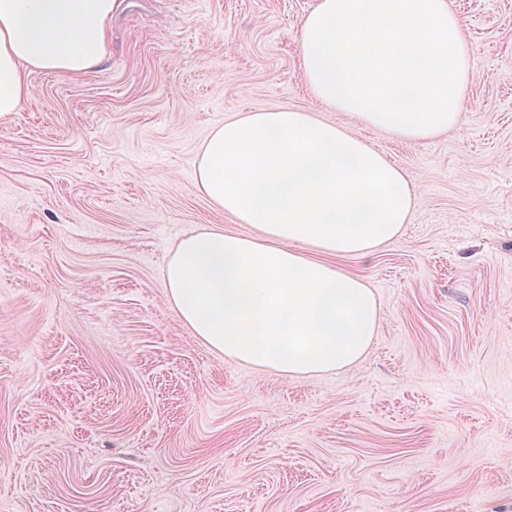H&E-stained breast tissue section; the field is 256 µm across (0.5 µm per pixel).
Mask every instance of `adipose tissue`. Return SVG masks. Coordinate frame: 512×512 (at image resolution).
Listing matches in <instances>:
<instances>
[{
  "mask_svg": "<svg viewBox=\"0 0 512 512\" xmlns=\"http://www.w3.org/2000/svg\"><path fill=\"white\" fill-rule=\"evenodd\" d=\"M119 7L0 0V118L28 96L31 72H94ZM298 50L312 99L362 127L414 142L461 123L475 50L449 0H318ZM195 183L253 231L204 228L173 251L163 287L191 336L285 377L357 364L379 307L332 260H365L399 239L413 209L410 173L338 124L283 107L215 126Z\"/></svg>",
  "mask_w": 512,
  "mask_h": 512,
  "instance_id": "obj_1",
  "label": "adipose tissue"
}]
</instances>
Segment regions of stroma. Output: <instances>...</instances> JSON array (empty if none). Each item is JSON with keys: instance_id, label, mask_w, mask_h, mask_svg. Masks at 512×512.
Here are the masks:
<instances>
[{"instance_id": "1", "label": "stroma", "mask_w": 512, "mask_h": 512, "mask_svg": "<svg viewBox=\"0 0 512 512\" xmlns=\"http://www.w3.org/2000/svg\"><path fill=\"white\" fill-rule=\"evenodd\" d=\"M316 0H123L83 78L0 120V512H512V0H452L476 48L458 128L407 142L325 113ZM328 114L406 168L414 211L336 259L380 315L356 365L285 378L189 334L179 240L249 232L197 189L237 113Z\"/></svg>"}]
</instances>
